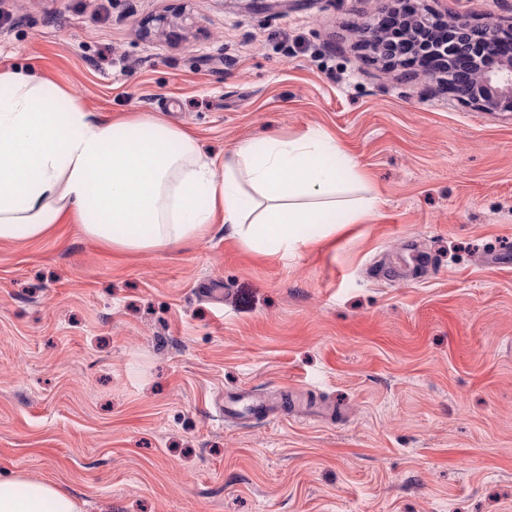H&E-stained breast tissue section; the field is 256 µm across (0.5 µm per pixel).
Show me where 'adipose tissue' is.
I'll use <instances>...</instances> for the list:
<instances>
[{"label": "adipose tissue", "instance_id": "ef3b65f1", "mask_svg": "<svg viewBox=\"0 0 512 512\" xmlns=\"http://www.w3.org/2000/svg\"><path fill=\"white\" fill-rule=\"evenodd\" d=\"M378 205L357 161L323 129L247 141L226 161L156 117L100 121L35 67L0 73V241L39 240L71 219L128 254L196 241L220 223L276 255L316 244L300 227L326 238ZM13 486L0 491V512H82L54 482L19 476Z\"/></svg>", "mask_w": 512, "mask_h": 512}]
</instances>
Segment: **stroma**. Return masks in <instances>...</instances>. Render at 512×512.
I'll list each match as a JSON object with an SVG mask.
<instances>
[{
    "label": "stroma",
    "mask_w": 512,
    "mask_h": 512,
    "mask_svg": "<svg viewBox=\"0 0 512 512\" xmlns=\"http://www.w3.org/2000/svg\"><path fill=\"white\" fill-rule=\"evenodd\" d=\"M395 3L0 0V71L215 154L323 128L380 199L285 257L220 224L0 242V484L84 512H512V112L371 59L356 27ZM422 3L512 24V0ZM245 388L271 408L225 420ZM10 484L19 492L0 491V512H82L79 500L54 482L18 476Z\"/></svg>",
    "instance_id": "1"
}]
</instances>
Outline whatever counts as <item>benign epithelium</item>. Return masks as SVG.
<instances>
[{
	"label": "benign epithelium",
	"instance_id": "7a95c632",
	"mask_svg": "<svg viewBox=\"0 0 512 512\" xmlns=\"http://www.w3.org/2000/svg\"><path fill=\"white\" fill-rule=\"evenodd\" d=\"M413 26L423 30L442 25L444 34L436 33L418 44L430 63L420 75L447 87L463 102L485 112H512V32L507 34L496 21L473 25L462 17L451 23L413 5ZM379 26L362 23L359 28L365 46L381 54ZM509 38H504V35Z\"/></svg>",
	"mask_w": 512,
	"mask_h": 512
}]
</instances>
